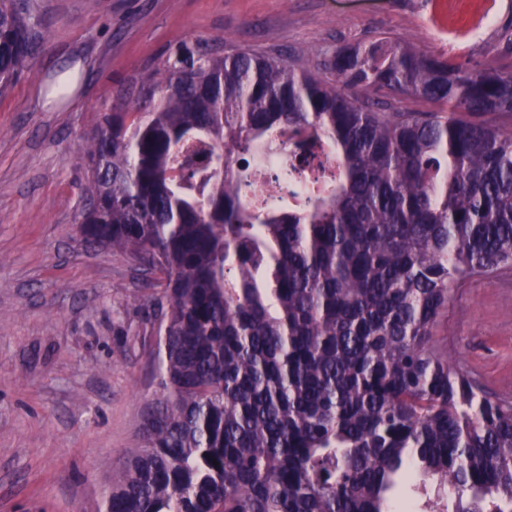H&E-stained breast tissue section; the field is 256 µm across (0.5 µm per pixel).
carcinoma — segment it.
Here are the masks:
<instances>
[{"label": "carcinoma", "instance_id": "carcinoma-1", "mask_svg": "<svg viewBox=\"0 0 512 512\" xmlns=\"http://www.w3.org/2000/svg\"><path fill=\"white\" fill-rule=\"evenodd\" d=\"M33 39L0 0V94ZM96 114L83 242L150 287L160 400L98 512H512V402L438 339L512 268V70L389 36L310 65L183 44ZM424 103L423 111L411 107ZM258 204L242 151L278 154ZM327 144L334 171L277 202Z\"/></svg>", "mask_w": 512, "mask_h": 512}]
</instances>
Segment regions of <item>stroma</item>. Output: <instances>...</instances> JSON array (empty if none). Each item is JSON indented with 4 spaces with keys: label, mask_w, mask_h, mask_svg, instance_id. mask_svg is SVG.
Listing matches in <instances>:
<instances>
[{
    "label": "stroma",
    "mask_w": 512,
    "mask_h": 512,
    "mask_svg": "<svg viewBox=\"0 0 512 512\" xmlns=\"http://www.w3.org/2000/svg\"><path fill=\"white\" fill-rule=\"evenodd\" d=\"M37 41L0 96V512H97L158 398L152 306L120 253L76 233L95 113L187 41L317 59L385 33L512 68V0H26ZM70 79L65 95L56 84ZM445 335L512 397V270L455 290Z\"/></svg>",
    "instance_id": "obj_1"
}]
</instances>
